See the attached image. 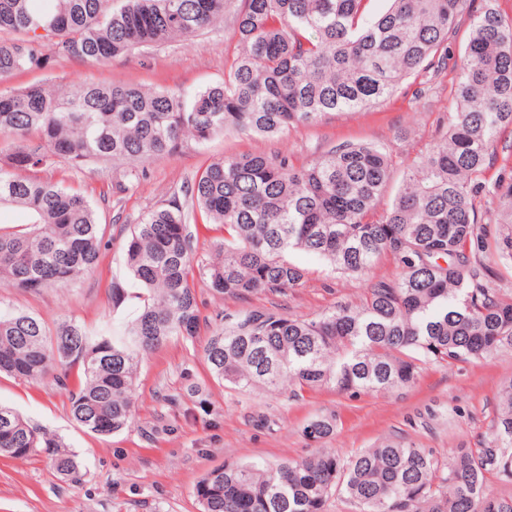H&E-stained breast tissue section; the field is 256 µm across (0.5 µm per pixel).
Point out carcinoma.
Returning a JSON list of instances; mask_svg holds the SVG:
<instances>
[{
	"label": "carcinoma",
	"instance_id": "1",
	"mask_svg": "<svg viewBox=\"0 0 512 512\" xmlns=\"http://www.w3.org/2000/svg\"><path fill=\"white\" fill-rule=\"evenodd\" d=\"M235 55L224 83L192 94L120 83L42 81L0 92V136L19 141L0 165V207L25 220L0 224V288L37 293L75 282L98 263L103 236L80 192L38 173L52 159L73 167L120 162L112 196L134 191L141 164L188 140L219 134L275 138L335 112H362L395 97L410 78L453 61L455 110L448 129L411 162L392 149L340 143L309 164L281 154L209 163L148 211L126 241L139 284L111 286L113 305L139 301L118 330L75 321L50 326L27 313L0 315V374L25 379L79 371L69 391L73 420L105 437L127 428L141 358L172 336L198 334L195 273L215 295H285L306 270L289 255L316 256L335 272L369 279L359 302L312 318L245 309L224 318L204 349L214 379L240 391L293 395L333 387L392 394L415 384L419 364L453 365L512 353V16L496 0H238ZM231 0H0V82L53 60L105 64L140 48L196 36L224 22ZM467 16L469 33L451 39ZM499 167L498 179L486 181ZM498 203L488 229L476 200ZM224 228V247L195 269L189 219ZM394 264L378 275L379 261ZM492 434L444 461L385 438L346 457L319 448L275 464L232 461L196 484L201 512H327L335 493L356 512H512L492 478L512 480V379L498 392ZM336 417L303 427L330 439ZM45 452L57 474L80 481L77 455L61 439L0 406V457Z\"/></svg>",
	"mask_w": 512,
	"mask_h": 512
}]
</instances>
